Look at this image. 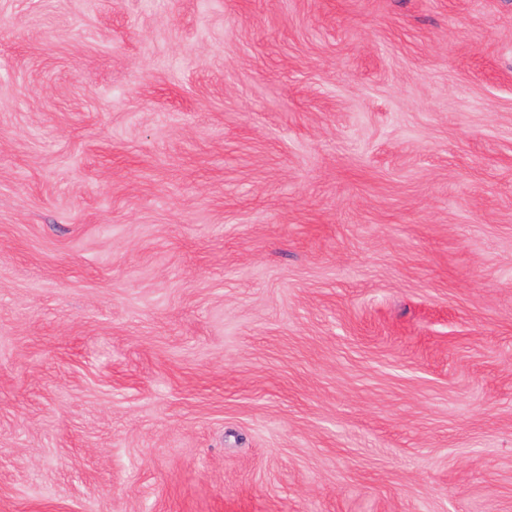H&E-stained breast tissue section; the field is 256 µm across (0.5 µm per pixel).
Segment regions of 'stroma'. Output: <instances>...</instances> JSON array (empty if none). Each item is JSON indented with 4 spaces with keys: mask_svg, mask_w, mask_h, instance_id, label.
I'll return each instance as SVG.
<instances>
[{
    "mask_svg": "<svg viewBox=\"0 0 512 512\" xmlns=\"http://www.w3.org/2000/svg\"><path fill=\"white\" fill-rule=\"evenodd\" d=\"M0 512H512V0H0Z\"/></svg>",
    "mask_w": 512,
    "mask_h": 512,
    "instance_id": "1",
    "label": "stroma"
}]
</instances>
